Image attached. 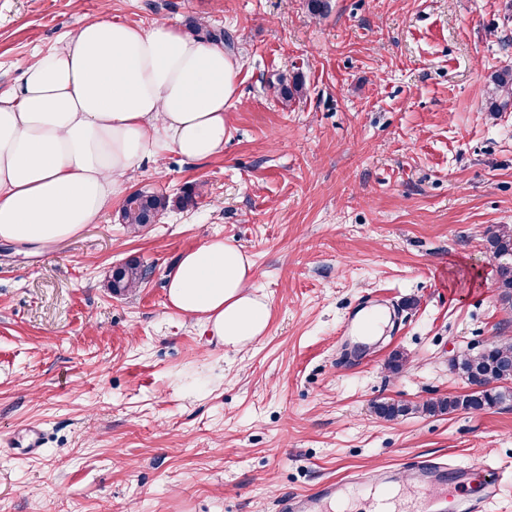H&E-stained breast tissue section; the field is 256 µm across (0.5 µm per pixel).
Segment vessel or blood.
Returning <instances> with one entry per match:
<instances>
[{
  "mask_svg": "<svg viewBox=\"0 0 512 512\" xmlns=\"http://www.w3.org/2000/svg\"><path fill=\"white\" fill-rule=\"evenodd\" d=\"M410 475L414 488L406 497L376 491L367 477L351 474L323 483L314 494L288 496L281 508L283 512H325L328 503L341 507L363 497L367 500L368 512H448L450 490L471 483L475 472L460 464L418 462L413 464ZM497 495L495 485H487L479 500L458 502L457 512H491Z\"/></svg>",
  "mask_w": 512,
  "mask_h": 512,
  "instance_id": "b4317fda",
  "label": "vessel or blood"
}]
</instances>
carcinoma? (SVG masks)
<instances>
[{
  "label": "carcinoma",
  "mask_w": 512,
  "mask_h": 512,
  "mask_svg": "<svg viewBox=\"0 0 512 512\" xmlns=\"http://www.w3.org/2000/svg\"><path fill=\"white\" fill-rule=\"evenodd\" d=\"M490 111L512 102V70L504 69L491 76ZM303 85L298 79L287 83L280 81L277 95L283 105H288L299 96ZM200 192L191 186L182 195L172 200L168 196L148 191H135L125 197L121 206L122 220L127 227L138 232L148 221L158 217L171 206L185 209L197 205ZM490 252L496 259L503 260L499 267V288L501 300L512 310V228L501 225L487 233ZM147 269L138 261L128 262L112 271L107 287L114 295L129 293L145 280ZM453 370L469 386L478 390L458 396H449L427 401L422 404H403L399 402H380L375 405L376 413L388 420L408 414L445 415L459 410L479 411L499 406L512 400L511 386H488L491 381H512V341H503L490 345L478 352H467L454 360Z\"/></svg>",
  "instance_id": "1"
}]
</instances>
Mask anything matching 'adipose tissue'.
<instances>
[{
  "label": "adipose tissue",
  "instance_id": "obj_1",
  "mask_svg": "<svg viewBox=\"0 0 512 512\" xmlns=\"http://www.w3.org/2000/svg\"><path fill=\"white\" fill-rule=\"evenodd\" d=\"M238 66L221 45L159 20H86L0 89V241L46 247L95 223L149 160L223 154ZM240 247L212 237L166 276L170 306L231 348L265 333L271 304Z\"/></svg>",
  "mask_w": 512,
  "mask_h": 512
}]
</instances>
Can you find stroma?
I'll list each match as a JSON object with an SVG mask.
<instances>
[{
  "instance_id": "obj_1",
  "label": "stroma",
  "mask_w": 512,
  "mask_h": 512,
  "mask_svg": "<svg viewBox=\"0 0 512 512\" xmlns=\"http://www.w3.org/2000/svg\"><path fill=\"white\" fill-rule=\"evenodd\" d=\"M111 0L110 17L227 32L240 64L224 152L144 163L128 190L198 205L129 232L119 206L46 249L0 244V512H280L329 479L417 459L506 478L512 401L488 411L379 417L468 387L451 363L512 340L487 229L512 226V0ZM100 0H0V85ZM303 93L282 106L279 80ZM221 236L271 304L263 336L212 341L168 304L183 252ZM151 273L116 296L113 267ZM389 335L343 325L364 301ZM403 371L387 367L393 352ZM38 450L28 451L32 434ZM491 111L498 112L500 108L512 102V70L504 69L491 76Z\"/></svg>"
}]
</instances>
